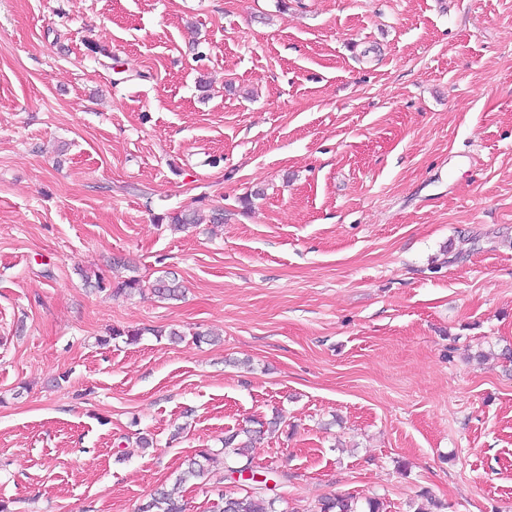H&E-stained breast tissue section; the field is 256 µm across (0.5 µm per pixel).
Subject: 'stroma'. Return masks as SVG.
<instances>
[{
	"mask_svg": "<svg viewBox=\"0 0 512 512\" xmlns=\"http://www.w3.org/2000/svg\"><path fill=\"white\" fill-rule=\"evenodd\" d=\"M508 348L512 0H0L12 512H138L275 412L276 512H512ZM366 508L365 511H358L353 497L341 496L324 500L318 512H383L382 503L376 498L366 501Z\"/></svg>",
	"mask_w": 512,
	"mask_h": 512,
	"instance_id": "stroma-1",
	"label": "stroma"
}]
</instances>
